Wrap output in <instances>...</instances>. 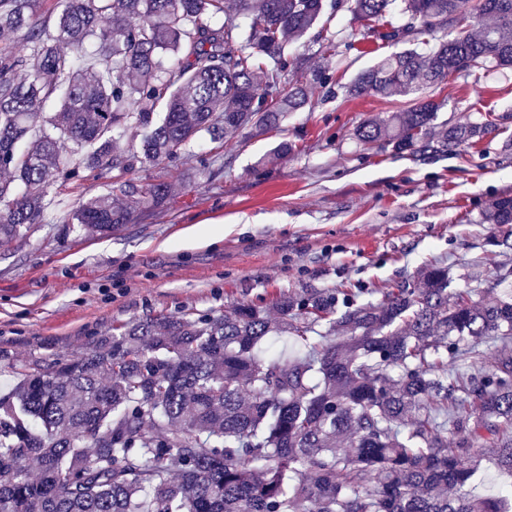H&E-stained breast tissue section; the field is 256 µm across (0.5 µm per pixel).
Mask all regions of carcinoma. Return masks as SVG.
I'll use <instances>...</instances> for the list:
<instances>
[{
  "mask_svg": "<svg viewBox=\"0 0 512 512\" xmlns=\"http://www.w3.org/2000/svg\"><path fill=\"white\" fill-rule=\"evenodd\" d=\"M42 2L0 0V245L32 234L49 193L80 173L125 194L136 168L206 135L278 127L327 81L285 55L325 0H52L51 26ZM342 7L371 22L396 7L404 23L386 36L412 41L348 87L405 100L356 128L365 148L448 155L492 130L440 119L424 90L512 68V0L331 4ZM129 128L138 138L114 153ZM136 194L155 206L171 185ZM129 216L108 193L64 223L108 235ZM482 219L512 249V195ZM317 326L339 339L311 342ZM271 336L294 353L263 358ZM511 338L512 290L450 293L439 262L376 303L338 288L124 325L79 358L21 365L0 396V512H509L469 485L489 450L512 472V353L480 349Z\"/></svg>",
  "mask_w": 512,
  "mask_h": 512,
  "instance_id": "obj_1",
  "label": "carcinoma"
}]
</instances>
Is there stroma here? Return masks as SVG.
I'll return each mask as SVG.
<instances>
[{
  "mask_svg": "<svg viewBox=\"0 0 512 512\" xmlns=\"http://www.w3.org/2000/svg\"><path fill=\"white\" fill-rule=\"evenodd\" d=\"M328 40L331 58L318 52ZM409 46L337 10L288 48L302 70L332 76L310 88L309 107L280 128L205 138L177 162L127 174L134 186L162 179L175 193L110 236L65 222L79 202L108 192L105 180L51 193L40 228L0 246V391L16 383V365L79 357L92 337L146 317L266 306L281 291L349 288L376 302L435 261L458 289L471 287L472 266L485 277L512 267V252L490 245L494 227L481 221L489 199L512 195V72L432 91L449 122H494L476 148L422 158L367 150L353 136L395 105L345 97L343 84Z\"/></svg>",
  "mask_w": 512,
  "mask_h": 512,
  "instance_id": "1",
  "label": "stroma"
}]
</instances>
